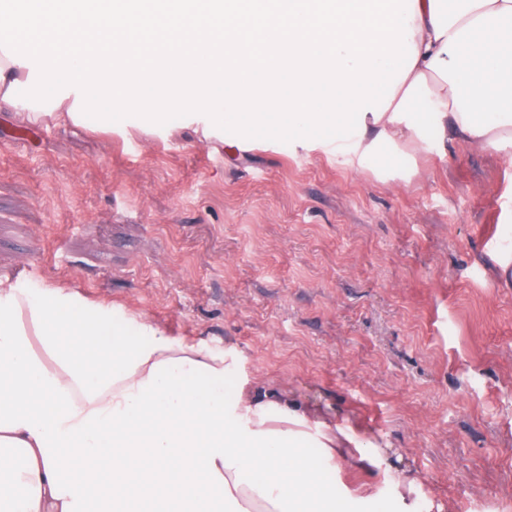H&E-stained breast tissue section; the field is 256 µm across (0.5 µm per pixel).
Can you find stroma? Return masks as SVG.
<instances>
[{
    "label": "stroma",
    "instance_id": "1",
    "mask_svg": "<svg viewBox=\"0 0 512 512\" xmlns=\"http://www.w3.org/2000/svg\"><path fill=\"white\" fill-rule=\"evenodd\" d=\"M410 181L335 150L227 148L184 118L104 131L0 112V275L63 282L172 336L234 347L241 374L387 453L324 486L394 512L512 503V165L455 143Z\"/></svg>",
    "mask_w": 512,
    "mask_h": 512
}]
</instances>
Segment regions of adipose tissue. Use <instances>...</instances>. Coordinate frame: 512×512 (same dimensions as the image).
<instances>
[{
    "instance_id": "obj_1",
    "label": "adipose tissue",
    "mask_w": 512,
    "mask_h": 512,
    "mask_svg": "<svg viewBox=\"0 0 512 512\" xmlns=\"http://www.w3.org/2000/svg\"><path fill=\"white\" fill-rule=\"evenodd\" d=\"M416 61L381 117L336 142L352 169L454 140L512 162V0H414ZM237 352L171 336L62 283L0 277V512H349L323 462L373 464Z\"/></svg>"
}]
</instances>
